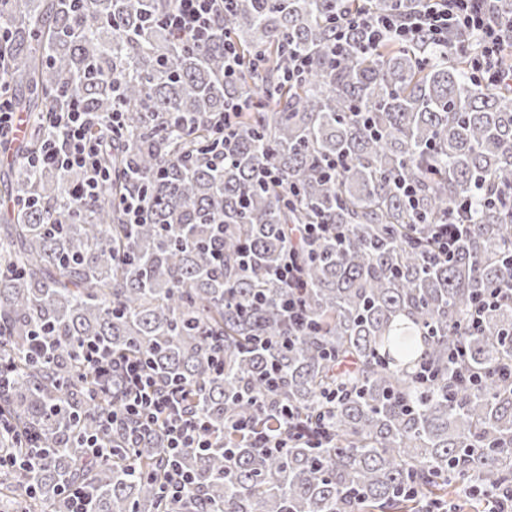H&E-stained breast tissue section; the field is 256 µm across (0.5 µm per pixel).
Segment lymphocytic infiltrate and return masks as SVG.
Segmentation results:
<instances>
[{
    "label": "lymphocytic infiltrate",
    "instance_id": "lymphocytic-infiltrate-1",
    "mask_svg": "<svg viewBox=\"0 0 512 512\" xmlns=\"http://www.w3.org/2000/svg\"><path fill=\"white\" fill-rule=\"evenodd\" d=\"M421 11L408 19L391 16L363 17L351 12L338 16L334 50L344 53L352 29L366 30L368 44L393 35L405 42L430 41L436 44L448 35L460 39L479 36L481 48L470 55L468 66L473 80L512 92V65L503 63L506 44L512 43V17L504 18L495 9V0H423ZM224 0H176L175 8L165 18L173 34L191 45L205 43L213 35ZM47 123L62 128V140L43 147L36 162L56 168L81 170L84 181L77 189L81 201L91 200L108 175L101 165L105 144L90 136L91 126L99 124V113L72 105L65 112L47 111ZM86 361L96 362L101 372L120 377L125 385V401L121 413L100 417L98 433L86 440L89 450L106 456L104 441L107 434L121 429L127 434L145 439L156 428H164L170 454L183 448H203L208 444L207 426L203 418L186 400L181 389L172 386L153 372L147 361L129 356H114L102 348L90 349Z\"/></svg>",
    "mask_w": 512,
    "mask_h": 512
}]
</instances>
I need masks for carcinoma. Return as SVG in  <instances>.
Returning <instances> with one entry per match:
<instances>
[{
	"label": "carcinoma",
	"instance_id": "obj_1",
	"mask_svg": "<svg viewBox=\"0 0 512 512\" xmlns=\"http://www.w3.org/2000/svg\"><path fill=\"white\" fill-rule=\"evenodd\" d=\"M173 6L0 0V94L31 127L21 145L0 141L19 159L0 179L16 202L0 213V442L30 432L48 450L35 471L0 473L11 512H69L80 480L92 512H419L462 488L512 485V377L499 373L512 365V305L466 330L476 293L512 279V100L471 81L452 35L443 48L369 50L360 29L332 55L343 11L409 17L419 0H227L201 46L165 28ZM297 55L307 72L289 81ZM73 99L120 113L110 178L86 206L72 195L80 170L28 163L47 136L40 113ZM235 105L226 139L215 118ZM465 206L471 231L451 261L437 258L434 225ZM290 224L339 232L301 254L302 329L275 276ZM44 331L55 350L37 359ZM87 341L148 359L201 410L211 447L176 459L193 477L180 501L155 478L169 458L157 440L115 432L96 460L82 447L124 393L78 357ZM336 385L344 395L329 402ZM277 404L299 435L264 455L232 425L261 430ZM408 485L417 495L400 494Z\"/></svg>",
	"mask_w": 512,
	"mask_h": 512
}]
</instances>
